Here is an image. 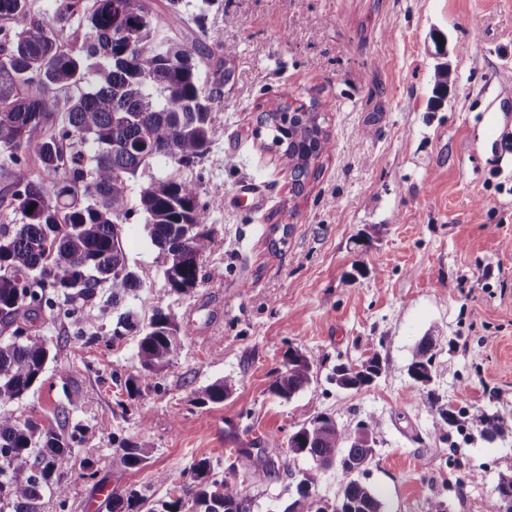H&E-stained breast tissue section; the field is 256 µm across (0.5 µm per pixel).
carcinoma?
Masks as SVG:
<instances>
[{
  "instance_id": "1",
  "label": "carcinoma",
  "mask_w": 512,
  "mask_h": 512,
  "mask_svg": "<svg viewBox=\"0 0 512 512\" xmlns=\"http://www.w3.org/2000/svg\"><path fill=\"white\" fill-rule=\"evenodd\" d=\"M181 3L169 0L163 13L154 0H57L56 17L48 20L32 0H0V169L7 174L0 191L20 213L19 222L0 224V320L13 328L11 341L0 342L1 405L22 398L45 370L50 349L32 332V322L44 315L95 322L99 288L108 287L116 305L141 287L119 244L115 216L143 215L168 292L186 295L201 282V260L214 238L197 183L171 173L150 178L136 196L132 188L154 160L188 167L212 144L211 114L224 87L222 61L215 57L232 50L209 32L204 7L189 15ZM75 16L85 33L68 41L64 22ZM156 32L172 33L160 52L150 46ZM259 124L282 150L293 189L302 191L311 161L332 148L318 114L279 105ZM126 331L139 335V374L125 382L133 401L169 367L181 328L157 307L143 323L126 311L112 340ZM431 348L424 339L412 351L409 372L417 382L430 372ZM312 369L307 356H286L270 392L290 400L310 386ZM383 370L375 353L359 367L336 366L332 381L359 390ZM232 390V381H216L195 390V401L220 404ZM426 405L443 423H458L456 412L438 399L429 395ZM476 423L488 440L501 433L494 415L481 413ZM378 428L372 415L345 430L318 416L289 436L287 471L302 489L300 512H326L311 489L318 470L337 462L347 478L341 512H382L375 488L361 479L375 455L365 436ZM79 442L50 421L0 410V503L13 512H41L43 487L72 468L71 448ZM112 442L108 512H250L243 485L219 476L207 458L178 476L159 473V482L174 485L173 495L149 501L127 475L150 449L128 438ZM300 459L313 467L294 470ZM488 509L512 512V478L498 484Z\"/></svg>"
}]
</instances>
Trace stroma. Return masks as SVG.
Masks as SVG:
<instances>
[{
	"label": "stroma",
	"instance_id": "35a3bbf8",
	"mask_svg": "<svg viewBox=\"0 0 512 512\" xmlns=\"http://www.w3.org/2000/svg\"><path fill=\"white\" fill-rule=\"evenodd\" d=\"M207 27L234 49L231 79L212 111L209 153L182 177L197 182L214 244L191 294L168 293L140 216L122 246L143 286L110 303L102 326L41 320L57 357L8 409L21 417L66 411L72 448L66 507L45 491L43 512H106L112 439L150 448L128 475L150 499L168 498L156 476L200 458L235 465L251 512H285L298 500L286 470L288 438L326 414L351 428L379 422L369 482L386 512H487L512 478V138L492 118L512 113V0H211ZM448 69L436 90L438 66ZM288 103L317 112L331 153L312 161L295 193L285 160L257 133L261 113ZM167 308L183 329L171 366L129 408L125 380L139 368L137 336L110 335L125 309L148 319ZM433 344L431 382L408 373L422 339ZM313 363V381L285 401L269 391L288 351ZM379 355L369 387L342 390L337 364ZM221 404L193 392L218 380ZM460 413L498 416L488 441L465 422L442 426L427 396ZM251 444V457L236 456ZM92 460L95 477H80Z\"/></svg>",
	"mask_w": 512,
	"mask_h": 512
}]
</instances>
